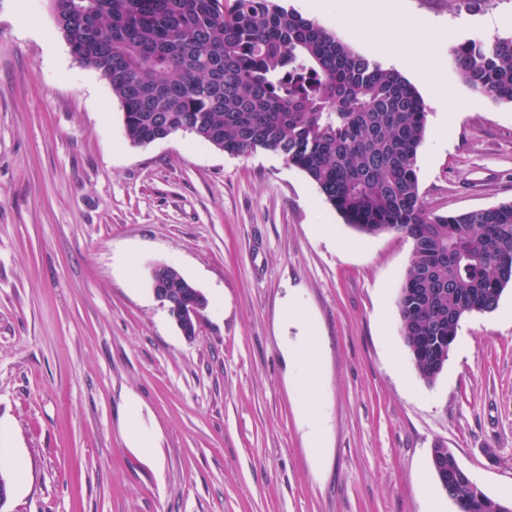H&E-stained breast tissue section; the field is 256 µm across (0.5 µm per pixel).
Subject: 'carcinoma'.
<instances>
[{
    "label": "carcinoma",
    "mask_w": 512,
    "mask_h": 512,
    "mask_svg": "<svg viewBox=\"0 0 512 512\" xmlns=\"http://www.w3.org/2000/svg\"><path fill=\"white\" fill-rule=\"evenodd\" d=\"M52 11L72 53L110 83L132 143L187 132L230 155L277 152L358 232L411 238L396 305L426 382L462 319L495 310L512 285V203L432 214L416 172L423 100L317 21L276 0H52ZM449 62L473 90L512 103V38L461 44ZM459 467L432 449L460 512H512Z\"/></svg>",
    "instance_id": "carcinoma-1"
}]
</instances>
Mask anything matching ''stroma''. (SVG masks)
Segmentation results:
<instances>
[{
    "label": "stroma",
    "mask_w": 512,
    "mask_h": 512,
    "mask_svg": "<svg viewBox=\"0 0 512 512\" xmlns=\"http://www.w3.org/2000/svg\"><path fill=\"white\" fill-rule=\"evenodd\" d=\"M281 4L416 87L433 214L512 202V103L447 62L511 37L512 0ZM430 32L444 64L420 75L406 49ZM412 251L345 224L278 153L132 144L50 0H0V512H458L435 448L512 494V285L427 383L396 308ZM159 262L209 301L194 339L150 290Z\"/></svg>",
    "instance_id": "1"
}]
</instances>
